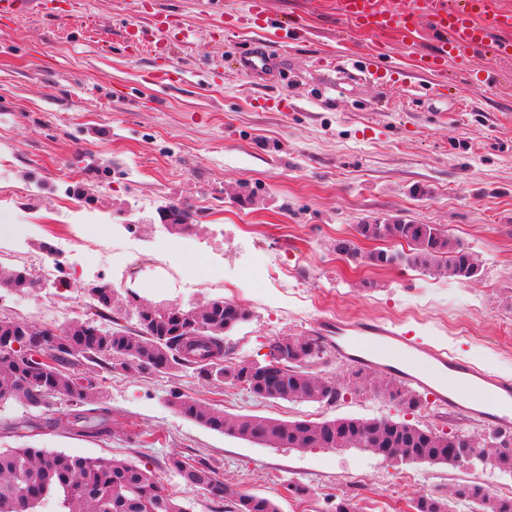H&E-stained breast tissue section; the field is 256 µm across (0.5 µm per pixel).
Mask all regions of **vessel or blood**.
Listing matches in <instances>:
<instances>
[{"instance_id":"1","label":"vessel or blood","mask_w":512,"mask_h":512,"mask_svg":"<svg viewBox=\"0 0 512 512\" xmlns=\"http://www.w3.org/2000/svg\"><path fill=\"white\" fill-rule=\"evenodd\" d=\"M337 21L371 32L427 29L439 40L436 55L424 66L440 70L447 59L465 68L475 52L491 57L512 54V10L493 11L489 0H335ZM240 21L271 24L267 0H248ZM343 364L373 369L425 393L430 402L488 430L512 427V378L503 377L429 347L419 339L383 324H340L332 336L319 339Z\"/></svg>"}]
</instances>
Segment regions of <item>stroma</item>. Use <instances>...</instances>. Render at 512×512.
Masks as SVG:
<instances>
[{"mask_svg": "<svg viewBox=\"0 0 512 512\" xmlns=\"http://www.w3.org/2000/svg\"><path fill=\"white\" fill-rule=\"evenodd\" d=\"M68 2L66 18L39 5L0 24V213L29 231L20 245L0 239V269L43 283L0 291V316L68 328L78 315L71 305L90 313L87 288L101 281L121 301L130 289L140 301L185 309L235 301L248 319L226 341L251 362L268 361L279 337L332 336L337 322L380 319L512 377V56L477 53L467 71L447 62L441 98L421 62L430 38L340 29L330 0H268L271 13L298 26L288 43L273 26L227 23L243 0H154L196 32L167 45L135 0ZM258 43L266 70L234 69ZM328 54L348 66L323 68ZM369 54L405 70L409 84L365 79L355 65ZM170 63L181 81L152 83ZM488 67L498 72L492 86L477 77ZM277 96L286 109L255 105ZM8 184L28 185V196L9 195ZM171 203L188 210L190 230L161 224L158 211ZM397 221L440 226L479 256L481 273L451 283L406 266L354 272L337 254L356 225ZM65 234L77 244L62 272L44 277L40 259ZM256 252L286 265L287 290L253 271ZM217 261L232 287L217 283ZM75 363L112 414L109 435H77L73 406L35 410L16 400L0 411V448L125 458L194 512L217 506L180 482L169 457L208 458L226 484L273 499L280 512H336L340 499L355 498L348 479L358 470L367 495L402 507L462 485L512 487L511 474L479 465L415 464L414 481L395 484L394 463L370 451L249 442L172 406L188 396L282 421L401 416L378 390L382 374L328 354L308 369L341 387L332 405L219 390L185 369L132 374L81 356Z\"/></svg>", "mask_w": 512, "mask_h": 512, "instance_id": "35a3bbf8", "label": "stroma"}]
</instances>
